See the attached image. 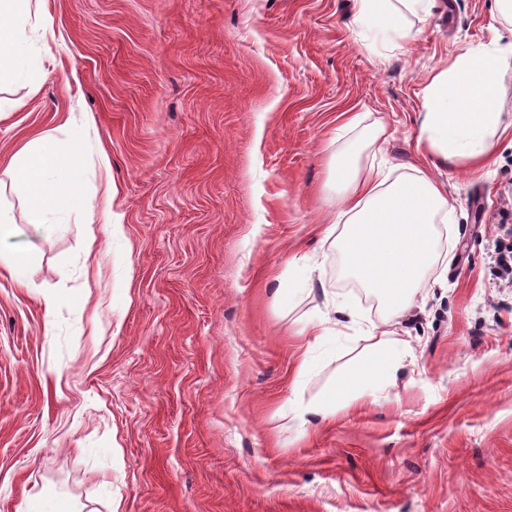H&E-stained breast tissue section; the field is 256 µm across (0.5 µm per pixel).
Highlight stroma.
<instances>
[{"instance_id":"35a3bbf8","label":"stroma","mask_w":512,"mask_h":512,"mask_svg":"<svg viewBox=\"0 0 512 512\" xmlns=\"http://www.w3.org/2000/svg\"><path fill=\"white\" fill-rule=\"evenodd\" d=\"M46 8L66 50L37 89H0L19 103L0 114V172L43 130L85 126L82 191L123 228L67 214L27 287L0 269V512L47 493L71 512H512V288L491 258L512 229V65L489 165L414 150L433 70L468 44L512 53L498 0H435L391 41L356 0ZM346 148L448 196L405 312L322 239ZM335 300L351 314L313 343ZM382 332L414 354L393 383L300 424Z\"/></svg>"}]
</instances>
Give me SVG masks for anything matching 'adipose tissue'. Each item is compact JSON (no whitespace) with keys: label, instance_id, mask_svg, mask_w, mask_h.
<instances>
[{"label":"adipose tissue","instance_id":"adipose-tissue-1","mask_svg":"<svg viewBox=\"0 0 512 512\" xmlns=\"http://www.w3.org/2000/svg\"><path fill=\"white\" fill-rule=\"evenodd\" d=\"M357 19L384 35L398 34L405 15L428 16L434 0H357ZM45 0H0V86L20 84L37 87L41 73L28 60L32 27H39L43 41L54 40L51 23L45 20ZM505 58L485 46H467L454 61L431 76L425 87L417 149L429 153L434 163L463 166L487 162L494 137L502 125V90L499 75ZM81 147L73 139H61L49 129L18 152L7 174L26 188L30 214L28 237L4 248L0 266L22 275L36 253L35 238L51 234L57 213H81L87 219L102 217L112 231L121 228L111 209L96 212L80 192L83 168ZM340 188L337 218L344 232L336 244L346 264L373 292L384 307L401 311L412 302L421 278L435 259L437 219L448 213V198L429 175L394 180L383 167L360 172L353 151L339 153L335 164ZM380 356L376 367L361 366L348 373L341 390L357 386L370 372L387 376L399 369L407 350L390 347L377 338Z\"/></svg>","mask_w":512,"mask_h":512}]
</instances>
